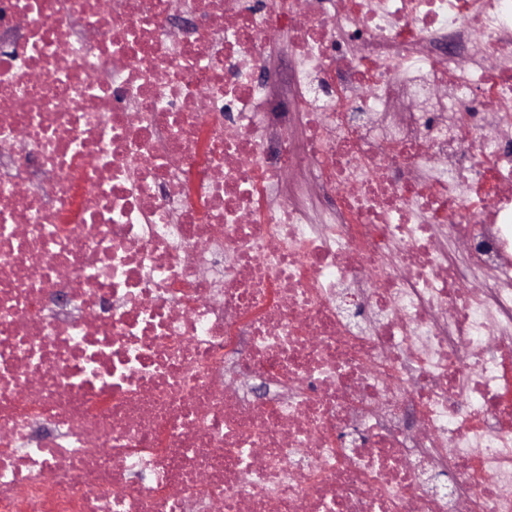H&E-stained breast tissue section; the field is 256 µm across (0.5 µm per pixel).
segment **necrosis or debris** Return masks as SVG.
I'll list each match as a JSON object with an SVG mask.
<instances>
[{
  "label": "necrosis or debris",
  "mask_w": 512,
  "mask_h": 512,
  "mask_svg": "<svg viewBox=\"0 0 512 512\" xmlns=\"http://www.w3.org/2000/svg\"><path fill=\"white\" fill-rule=\"evenodd\" d=\"M503 129L512 0H0V512H512ZM290 36L284 33L275 40V52L272 58L271 70L282 84H286L290 72L291 62L288 52Z\"/></svg>",
  "instance_id": "4bbe7bcc"
}]
</instances>
